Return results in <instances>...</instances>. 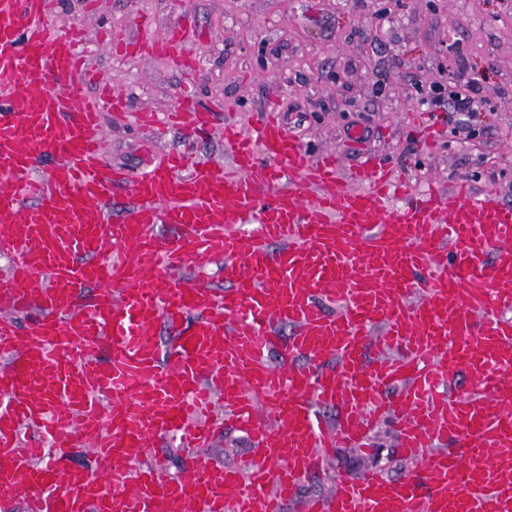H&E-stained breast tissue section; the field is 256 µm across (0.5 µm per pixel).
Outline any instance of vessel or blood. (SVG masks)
I'll use <instances>...</instances> for the list:
<instances>
[{"mask_svg": "<svg viewBox=\"0 0 512 512\" xmlns=\"http://www.w3.org/2000/svg\"><path fill=\"white\" fill-rule=\"evenodd\" d=\"M131 49L193 66L180 28ZM83 61L46 0H0V456L26 449L0 470V512H512V204L463 182L411 199L384 157L341 177L272 107L225 125L224 174L157 147L210 125L189 95L166 122L137 114L154 138L133 177L97 135L125 104L73 81ZM219 258L222 292L202 280ZM218 398L253 447L224 468L199 457ZM387 418L417 471L300 496ZM45 435L92 441L93 466L43 461ZM166 435L182 475L162 457L131 472Z\"/></svg>", "mask_w": 512, "mask_h": 512, "instance_id": "b4317fda", "label": "vessel or blood"}]
</instances>
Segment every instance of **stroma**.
<instances>
[{"instance_id": "stroma-1", "label": "stroma", "mask_w": 512, "mask_h": 512, "mask_svg": "<svg viewBox=\"0 0 512 512\" xmlns=\"http://www.w3.org/2000/svg\"><path fill=\"white\" fill-rule=\"evenodd\" d=\"M54 17L75 31L89 67L115 93L125 112L105 111L101 135L109 163L141 173L146 137L133 113L177 107L184 92L214 114L211 131H169L165 149H187L202 161L228 166L222 130L232 118L246 127L278 101L288 128L312 151L340 154L343 165L365 154L386 155L420 192L458 181L512 203V0H53ZM193 25L186 43L194 71L158 56H115L101 44L113 31L143 35L140 16L156 32L180 14ZM468 68L487 101L475 137L455 135L458 114L427 111L431 85ZM360 131L352 139L351 131ZM369 448H337L304 482L303 496L332 489L336 479L379 468L409 471L392 424L379 426ZM250 451L244 432L225 430L203 461L233 465Z\"/></svg>"}]
</instances>
